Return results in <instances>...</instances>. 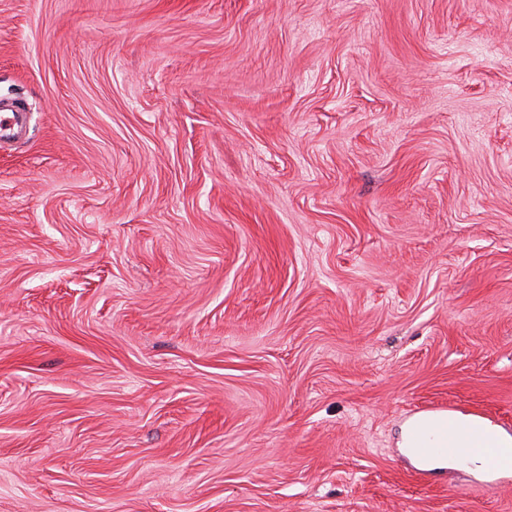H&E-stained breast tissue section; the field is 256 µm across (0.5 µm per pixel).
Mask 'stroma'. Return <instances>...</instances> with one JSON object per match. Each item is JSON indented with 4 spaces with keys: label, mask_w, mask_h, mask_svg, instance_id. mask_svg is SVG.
Returning a JSON list of instances; mask_svg holds the SVG:
<instances>
[{
    "label": "stroma",
    "mask_w": 512,
    "mask_h": 512,
    "mask_svg": "<svg viewBox=\"0 0 512 512\" xmlns=\"http://www.w3.org/2000/svg\"><path fill=\"white\" fill-rule=\"evenodd\" d=\"M0 512H512V0H0ZM475 417L470 425V437L473 442L470 448H460L457 443V432L454 425L450 422L443 423L438 429L440 440L439 448H429L425 444H418L415 448H407L413 437L411 427L404 425L402 448H407L411 456L423 464L435 461H455L468 454L480 455L485 463L487 472L494 475L499 471H506L512 467V437L503 435L495 426L487 424L491 433L497 438L499 447L504 448H483L478 445L482 442L484 425L481 423L482 417ZM508 458V460L506 459Z\"/></svg>",
    "instance_id": "1"
}]
</instances>
